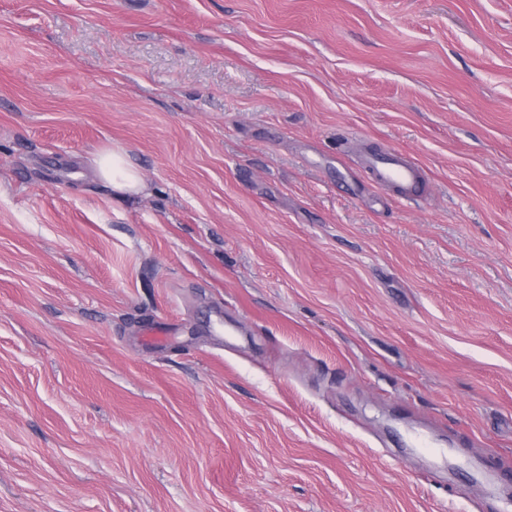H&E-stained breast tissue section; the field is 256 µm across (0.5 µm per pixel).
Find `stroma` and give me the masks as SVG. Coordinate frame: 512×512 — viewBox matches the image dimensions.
I'll use <instances>...</instances> for the list:
<instances>
[{
	"mask_svg": "<svg viewBox=\"0 0 512 512\" xmlns=\"http://www.w3.org/2000/svg\"><path fill=\"white\" fill-rule=\"evenodd\" d=\"M0 512H512V0H0ZM97 171L100 178L109 183L118 196L140 193L146 188L139 171L119 148L100 153ZM375 181L382 186L393 187L404 197L421 195L425 175L422 168L402 154L374 158L367 163Z\"/></svg>",
	"mask_w": 512,
	"mask_h": 512,
	"instance_id": "35a3bbf8",
	"label": "stroma"
}]
</instances>
